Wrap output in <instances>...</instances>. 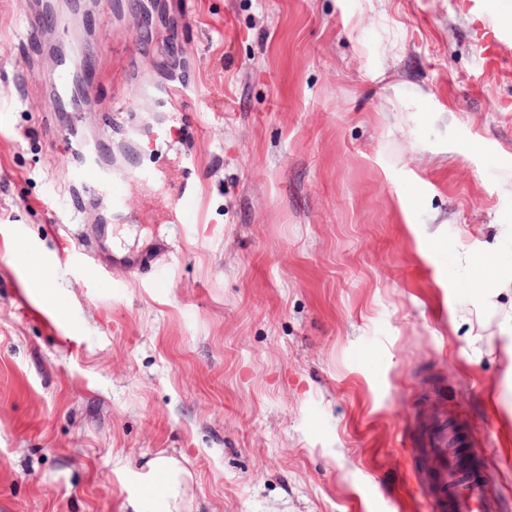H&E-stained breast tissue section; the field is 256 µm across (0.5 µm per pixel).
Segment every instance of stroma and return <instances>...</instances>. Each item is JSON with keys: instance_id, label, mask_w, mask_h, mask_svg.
<instances>
[{"instance_id": "obj_1", "label": "stroma", "mask_w": 512, "mask_h": 512, "mask_svg": "<svg viewBox=\"0 0 512 512\" xmlns=\"http://www.w3.org/2000/svg\"><path fill=\"white\" fill-rule=\"evenodd\" d=\"M37 2L0 0V512H132L161 453L192 475L189 512H424L415 450L441 403L491 429L462 453L512 500V291L485 308L473 282L512 272V78L484 80L469 18L450 0L114 12L82 124L134 219L63 232L70 156L43 126L69 117L41 88ZM179 78L198 119L175 140L154 93ZM151 162L197 179L196 223L145 208ZM100 230L124 250L106 284L68 244Z\"/></svg>"}]
</instances>
